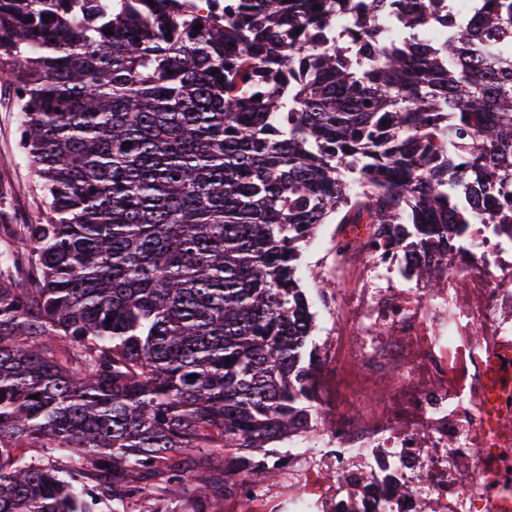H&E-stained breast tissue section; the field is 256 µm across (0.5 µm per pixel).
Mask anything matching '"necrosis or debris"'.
I'll list each match as a JSON object with an SVG mask.
<instances>
[{"label": "necrosis or debris", "mask_w": 512, "mask_h": 512, "mask_svg": "<svg viewBox=\"0 0 512 512\" xmlns=\"http://www.w3.org/2000/svg\"><path fill=\"white\" fill-rule=\"evenodd\" d=\"M349 228V268L324 312L335 325L318 407L326 430L289 467V512H512V232L474 223L448 249L439 287L402 248Z\"/></svg>", "instance_id": "obj_1"}]
</instances>
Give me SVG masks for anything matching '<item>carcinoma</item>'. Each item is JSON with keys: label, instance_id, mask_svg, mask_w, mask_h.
<instances>
[{"label": "carcinoma", "instance_id": "1", "mask_svg": "<svg viewBox=\"0 0 512 512\" xmlns=\"http://www.w3.org/2000/svg\"><path fill=\"white\" fill-rule=\"evenodd\" d=\"M345 2L0 0L46 207L0 252V512H216L288 460L258 450L324 425L318 225H376L425 288L461 225H512V0L438 47L430 0H401L391 45L396 0L329 42ZM53 448L90 473L36 462Z\"/></svg>", "mask_w": 512, "mask_h": 512}]
</instances>
